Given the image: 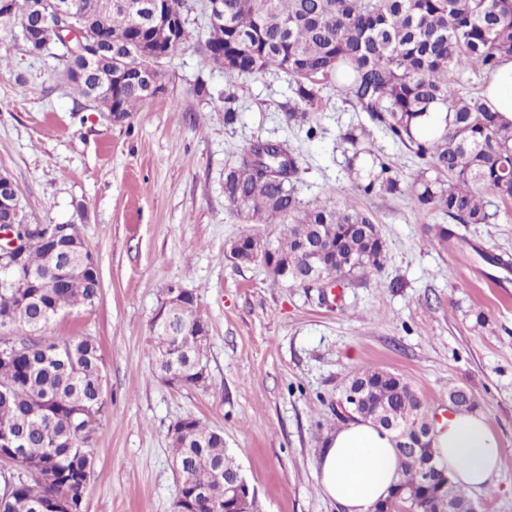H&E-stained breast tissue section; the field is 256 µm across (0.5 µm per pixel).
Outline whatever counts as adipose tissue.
<instances>
[{"label": "adipose tissue", "instance_id": "adipose-tissue-1", "mask_svg": "<svg viewBox=\"0 0 512 512\" xmlns=\"http://www.w3.org/2000/svg\"><path fill=\"white\" fill-rule=\"evenodd\" d=\"M484 97L493 111L512 120V57L489 73ZM433 446L452 480L479 489L498 474L502 448L486 418L459 412L438 424ZM322 492L343 512H368L388 497L398 475V456L387 433L370 422H348L326 441L318 460Z\"/></svg>", "mask_w": 512, "mask_h": 512}]
</instances>
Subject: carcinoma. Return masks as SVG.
<instances>
[{
	"instance_id": "obj_1",
	"label": "carcinoma",
	"mask_w": 512,
	"mask_h": 512,
	"mask_svg": "<svg viewBox=\"0 0 512 512\" xmlns=\"http://www.w3.org/2000/svg\"><path fill=\"white\" fill-rule=\"evenodd\" d=\"M53 0H9V19L24 23L36 6ZM81 25L109 42L112 60L128 74L112 88V103L96 106L128 119L153 98L139 79L147 65L140 41L150 24L117 8L106 19L72 0ZM503 54L512 55V0H224L223 37L208 35L204 63L240 76L270 71L292 78L293 97L284 105L288 125L308 127L310 113L329 85L394 143L404 147L420 169L404 187L390 157L367 139L362 125L340 133L352 155L359 196L375 192L410 194L420 210H437L458 224H489L498 216L493 200L512 201V120L492 112L485 99L464 89L471 75L493 71ZM60 79L79 66L67 47H53ZM301 159L277 140H256L224 173V198L247 223L281 224L273 240L276 282L306 273L302 241L327 242L315 288H334L357 272L380 271L386 260L372 218L347 202L310 204L297 194ZM31 276H15L0 288V329L28 328L33 336L19 343L0 337V438L19 436L16 456L0 447L3 491L0 512H49L61 496H85L94 467L80 446L105 405L103 358L95 340L83 337L56 342L37 336L56 316L77 306L92 307L98 280L84 268L58 278L39 243L30 246ZM196 337L181 336L172 360L185 365L195 358ZM352 382L365 393L358 416L375 421L378 405H387L407 427L414 426L416 392L405 379L396 382L385 370H360ZM433 438L400 456L399 478L391 494L398 508L438 512L440 500L469 501L445 470L434 484L420 487L423 462L432 457ZM173 456L186 466L191 485L205 491L198 512L224 503V435L188 419L186 433L172 441Z\"/></svg>"
}]
</instances>
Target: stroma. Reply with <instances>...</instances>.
<instances>
[{
  "label": "stroma",
  "mask_w": 512,
  "mask_h": 512,
  "mask_svg": "<svg viewBox=\"0 0 512 512\" xmlns=\"http://www.w3.org/2000/svg\"><path fill=\"white\" fill-rule=\"evenodd\" d=\"M184 15L190 38L163 64L164 92L122 124L58 80L53 58L30 56L18 30L0 29V173L27 223L77 225L102 283L94 306L44 331L92 337L104 360L106 404L83 444L94 460L83 512H173L168 432L184 418L223 432L259 512H342L323 495L316 460L340 426L337 401L368 365L402 376L439 413L450 387L475 395L503 454L493 484L468 496L479 512H512V268L485 260L512 257V201L493 223L453 225L450 247L433 245L443 215L405 195L353 192L339 132L364 113L324 88L307 138L283 120L289 78L204 65L207 0H187ZM201 81L209 96L194 95ZM259 139L299 154L303 201L347 200L372 215L387 261L342 299L228 258L245 225L224 199V172ZM172 286L196 294L209 326L200 387L170 386L157 369L153 319Z\"/></svg>",
  "instance_id": "obj_1"
}]
</instances>
